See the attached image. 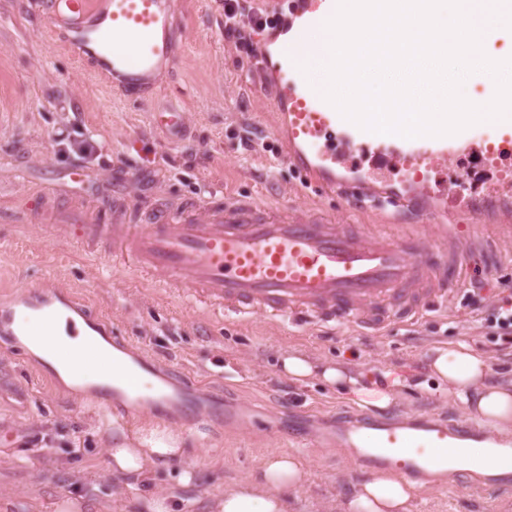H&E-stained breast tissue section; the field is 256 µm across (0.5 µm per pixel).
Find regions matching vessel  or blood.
Returning <instances> with one entry per match:
<instances>
[{
  "label": "vessel or blood",
  "mask_w": 512,
  "mask_h": 512,
  "mask_svg": "<svg viewBox=\"0 0 512 512\" xmlns=\"http://www.w3.org/2000/svg\"><path fill=\"white\" fill-rule=\"evenodd\" d=\"M337 5L338 0H291L290 36L274 48L263 40L256 43L257 60L274 62L277 69L270 91L287 131L289 159L325 192L341 195L353 207L390 205L399 213L424 215L426 223L389 233L380 224L351 226L322 216L291 217L251 201L220 206L189 200L146 210L116 202L108 224L98 208L57 210L54 227L75 234L80 244L131 262L158 283L184 288L192 300L215 313L236 318L261 315L274 321H338L378 328L391 317L408 321L446 302L470 281L471 260L479 261L484 276L496 274L501 254L485 238L482 225H472L470 247L460 248L456 225L436 223L438 211L429 205L433 193L426 185L408 183L391 192L358 172L368 150L382 165L394 168L408 162L432 168L474 154L487 165H499L512 156V118L494 122L497 137L492 143L483 138L478 124L450 136L405 139L371 133L343 119L301 69L307 33L324 26ZM46 9L51 34L124 96L146 99L178 62L175 17L180 0H46ZM344 159L352 170L348 177L336 171ZM511 201L512 180L501 179L478 191L455 185L448 204L454 212L483 217ZM61 317L68 333L87 329L86 349L101 366L110 365L111 348L128 346L110 318L93 315L70 293L46 285L0 304V339L16 355L31 359L39 375L58 381L57 367L31 358L29 346L51 349ZM88 390L107 401L125 399L129 416L173 407L187 426L195 425L204 412L216 422L236 419L223 399L202 407L194 381L159 376L142 353L123 372L121 384L105 378L90 382ZM332 440L336 447L355 452L368 468L396 464L407 474L420 475L440 450L454 448L475 456L492 437L487 427L469 418L436 424L363 415L337 423ZM497 454L506 472L488 484L511 490L512 443L503 442Z\"/></svg>",
  "instance_id": "b4317fda"
}]
</instances>
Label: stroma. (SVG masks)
Wrapping results in <instances>:
<instances>
[{"label":"stroma","mask_w":512,"mask_h":512,"mask_svg":"<svg viewBox=\"0 0 512 512\" xmlns=\"http://www.w3.org/2000/svg\"><path fill=\"white\" fill-rule=\"evenodd\" d=\"M178 21L179 62L140 102L71 57L51 36L40 0H0V296L44 283L69 291L111 317L157 365L198 381L202 406L217 394L262 425L306 419L313 435L362 409L319 378L289 382L281 358L292 351L372 377L402 372L408 385L398 389L392 409L402 419L461 413L429 384L427 362L438 346L469 344L486 354L496 380L511 383L512 342L487 335L462 297L375 332L352 323L227 319L186 295L159 292L144 273L113 265L107 253H85L73 239L32 222L56 198L117 194L133 209L157 201L256 200L291 215L383 223L384 214L350 210L293 168L264 75L224 37V0H183ZM171 105L186 114L176 141L154 121ZM247 130L269 150H245L240 138ZM84 140L91 150H80ZM262 425L228 430L200 416L189 430L192 483H180L176 466L128 483L106 469L112 420L101 400L38 378L0 347V512H56L64 496L81 500L82 512H141L143 499L157 493L170 495L175 512H213L214 496L247 479L265 457L286 452ZM295 455L307 477L289 496L287 512H344L353 482L367 474L361 462L333 446ZM477 479L472 473L421 485L410 512H512L511 493L474 491Z\"/></svg>","instance_id":"1"}]
</instances>
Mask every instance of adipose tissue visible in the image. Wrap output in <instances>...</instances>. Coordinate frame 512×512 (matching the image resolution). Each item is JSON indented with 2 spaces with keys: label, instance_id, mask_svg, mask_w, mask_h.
Returning <instances> with one entry per match:
<instances>
[{
  "label": "adipose tissue",
  "instance_id": "adipose-tissue-1",
  "mask_svg": "<svg viewBox=\"0 0 512 512\" xmlns=\"http://www.w3.org/2000/svg\"><path fill=\"white\" fill-rule=\"evenodd\" d=\"M283 367L296 382L320 374L326 383L344 387L346 395L363 408L382 412L395 401L396 390L405 378L397 372L386 375L385 384H365L348 368H315L305 355L291 353ZM436 383L454 395L464 411L502 434L512 432V384L490 377L487 357L464 345L436 347L431 359ZM189 437L177 427L148 420L128 425L112 421V446L108 449V470L117 475L144 479L159 464L182 462ZM305 472L294 456L281 453L266 458L246 481L216 498L214 512H286L287 497L302 488ZM417 484L394 471L371 475L360 481L345 505L346 512H409Z\"/></svg>",
  "mask_w": 512,
  "mask_h": 512
}]
</instances>
